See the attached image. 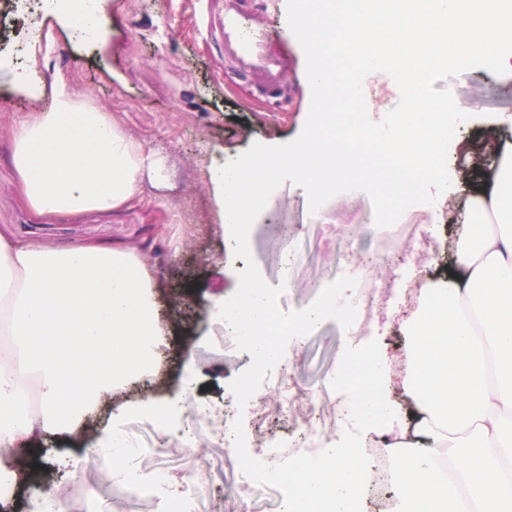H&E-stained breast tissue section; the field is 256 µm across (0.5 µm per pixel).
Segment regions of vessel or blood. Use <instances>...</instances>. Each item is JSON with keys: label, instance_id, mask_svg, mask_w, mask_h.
<instances>
[{"label": "vessel or blood", "instance_id": "1", "mask_svg": "<svg viewBox=\"0 0 512 512\" xmlns=\"http://www.w3.org/2000/svg\"><path fill=\"white\" fill-rule=\"evenodd\" d=\"M242 12L239 0H224V48L227 55L249 72L262 76L265 82H280L281 73L266 52L265 35L245 33L241 25Z\"/></svg>", "mask_w": 512, "mask_h": 512}]
</instances>
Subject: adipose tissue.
I'll return each mask as SVG.
<instances>
[{
  "label": "adipose tissue",
  "mask_w": 512,
  "mask_h": 512,
  "mask_svg": "<svg viewBox=\"0 0 512 512\" xmlns=\"http://www.w3.org/2000/svg\"><path fill=\"white\" fill-rule=\"evenodd\" d=\"M84 37L106 27L97 0H58ZM21 94L50 97L23 121L11 161L43 214L113 211L160 184L166 160L66 84L27 71ZM492 165L466 209L453 264L417 301L404 383L414 414L386 391L388 366L355 381L362 433L339 429L325 453L290 468L285 512H365L367 433L387 435L401 512H512V142L484 144ZM151 257L136 249H53L0 236V504L34 481L36 437H74L100 403L158 375L167 329Z\"/></svg>",
  "instance_id": "adipose-tissue-1"
}]
</instances>
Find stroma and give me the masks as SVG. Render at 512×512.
Returning <instances> with one entry per match:
<instances>
[{"label":"stroma","mask_w":512,"mask_h":512,"mask_svg":"<svg viewBox=\"0 0 512 512\" xmlns=\"http://www.w3.org/2000/svg\"><path fill=\"white\" fill-rule=\"evenodd\" d=\"M103 7L106 30L90 44L41 5L18 10L12 0H0V50L14 54L30 72L63 80L76 93L92 94L96 105L166 158L167 179L158 188L145 186L134 201L115 211L37 212L22 195L11 146L19 124L47 110L51 99L33 100L0 82V234L58 247H135L152 253L151 274L161 294L183 298L178 308L159 310L170 330L159 393L179 407L178 427L169 432L140 415L117 421L105 403L96 410L90 435L93 440L115 428L127 431L152 464L167 467L174 478L193 481L201 491L200 506L254 512L249 499L225 495L231 465L221 452L224 437L209 431L199 407L209 408L217 419L242 413L249 439L263 433L300 436L307 417L320 415L333 402V375L363 343H371L389 361L405 362L404 331L415 311L402 298L376 302L367 337L349 334L336 321H322L309 335L290 342L275 367L306 393L300 410L282 414L281 391L267 383L245 409H238L229 384L250 366L251 358L237 349L211 310L215 298L237 288L246 263L234 256L225 239L209 172L253 143L279 145L299 136L311 104L304 51L288 27L286 0H245L243 22L265 33L267 51L280 62L288 87L287 111L270 112L253 74L224 70V0H104ZM36 21L42 24L41 48L32 54L28 42ZM434 87L452 91L469 113L456 135L470 149L481 147L499 113H512V80L487 69L466 70ZM448 166L453 207L433 211L424 204L411 206L388 234L374 230V207L366 193L337 195L314 212L302 187L290 181L277 187L250 229L249 249L267 283L286 284L279 309L287 313L309 307L335 281L345 252L355 260L376 257L379 270L368 280L381 287L391 284L411 257H418L425 262L423 279L438 287L472 193L469 157L449 150ZM187 364L197 376L189 391L179 385ZM92 440L74 446L40 437L41 490L59 494L73 512H85L93 499L101 512H168L167 504L155 497L145 506L127 501L106 468L75 478L74 466L93 451Z\"/></svg>","instance_id":"35a3bbf8"}]
</instances>
